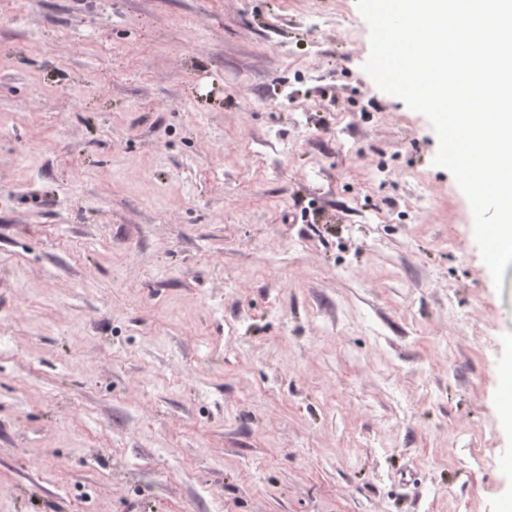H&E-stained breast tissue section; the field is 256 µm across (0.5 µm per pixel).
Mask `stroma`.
<instances>
[{
  "label": "stroma",
  "mask_w": 512,
  "mask_h": 512,
  "mask_svg": "<svg viewBox=\"0 0 512 512\" xmlns=\"http://www.w3.org/2000/svg\"><path fill=\"white\" fill-rule=\"evenodd\" d=\"M370 50L356 0H0V512H502L512 265Z\"/></svg>",
  "instance_id": "obj_1"
}]
</instances>
